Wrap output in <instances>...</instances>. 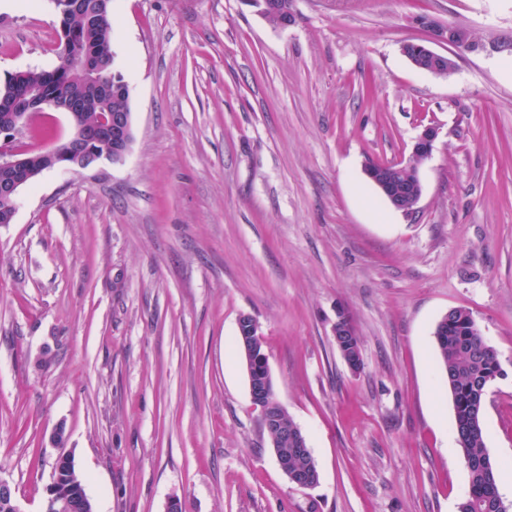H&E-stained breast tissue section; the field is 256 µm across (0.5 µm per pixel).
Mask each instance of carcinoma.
<instances>
[{"label": "carcinoma", "instance_id": "obj_1", "mask_svg": "<svg viewBox=\"0 0 512 512\" xmlns=\"http://www.w3.org/2000/svg\"><path fill=\"white\" fill-rule=\"evenodd\" d=\"M63 43L57 61L49 69H29L26 84L35 89L82 95L83 75L70 63L97 43H112V10L101 11L99 0H82L76 12L61 17ZM115 55L101 61L99 76L108 77L112 85L124 82L115 69ZM129 109V100L107 101L86 99L80 117L86 124L98 122L101 114ZM441 371L452 396L454 434L461 460L468 464L469 491L459 502L458 512H501L503 499L497 482V469L486 447L483 426L484 404L492 384L490 376H504L497 351L476 329V320L465 308H455L434 330ZM288 471L295 474H316L318 466L312 451L288 449Z\"/></svg>", "mask_w": 512, "mask_h": 512}]
</instances>
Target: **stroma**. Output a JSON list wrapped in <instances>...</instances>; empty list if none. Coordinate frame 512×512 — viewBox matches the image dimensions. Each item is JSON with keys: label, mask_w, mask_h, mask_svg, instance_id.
<instances>
[{"label": "stroma", "mask_w": 512, "mask_h": 512, "mask_svg": "<svg viewBox=\"0 0 512 512\" xmlns=\"http://www.w3.org/2000/svg\"><path fill=\"white\" fill-rule=\"evenodd\" d=\"M274 28L242 0H112L134 140L52 171L0 224V479L43 512L60 450L95 512H457L469 490L433 332L472 312L504 371L486 445L512 467V53L403 55L425 15L512 42V0H293ZM51 0H0V82L51 65ZM438 130L412 213L367 179ZM48 109L20 149L67 138ZM316 487L280 470L250 398L238 319ZM360 338L352 371L338 317ZM63 444H56V433ZM412 46L413 56L409 57L411 63L417 68H423L429 73L445 77L452 72V66L447 56L434 51L426 45L418 43H406L402 46V52Z\"/></svg>", "instance_id": "stroma-1"}]
</instances>
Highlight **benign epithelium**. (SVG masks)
<instances>
[{
  "instance_id": "obj_1",
  "label": "benign epithelium",
  "mask_w": 512,
  "mask_h": 512,
  "mask_svg": "<svg viewBox=\"0 0 512 512\" xmlns=\"http://www.w3.org/2000/svg\"><path fill=\"white\" fill-rule=\"evenodd\" d=\"M417 22L427 29L428 39L435 43H446L454 46L465 42L471 51L501 52L512 49V45L502 42L488 44L475 40L470 30L455 25L441 24L428 16H420ZM413 47L411 63L417 68H423L429 73L445 77L452 72V66L447 56L434 51L426 45L406 43L403 48ZM47 108L62 110L68 113L73 121V132L70 142L87 141L93 145L92 153L72 148L66 153H57L53 146L40 152H19L11 146L12 138L20 128L29 123L33 115ZM79 105L75 101L62 102L55 93L37 92L30 94L25 111L17 112L13 124L7 127L0 126V171H4L3 181L0 182V197L9 202V207L0 212V224L13 222L17 212V199L20 192L29 186L40 174L48 170H62L66 172L85 170L88 168L87 160L93 164L115 162L123 159L133 142V127L131 113L111 112L102 118L92 129L78 124L77 112ZM438 131L434 127H426L416 138L408 163L400 166L406 171L411 181H421L420 166L432 154L433 145ZM365 173L369 180L379 189L383 197L397 209H414L420 200L421 193H416L404 199L392 191L391 173L378 167L368 166ZM239 339L246 354L248 386L253 405L260 410L261 418L266 430L280 432V438L291 437L296 448L308 447L304 433L299 429H288L284 422L283 410L285 407L278 401L271 399L272 376L267 356L257 350L255 339L260 336L259 325L250 315H242L238 320ZM71 490L61 489L57 479H52L46 488L44 512H63L70 506Z\"/></svg>"
}]
</instances>
